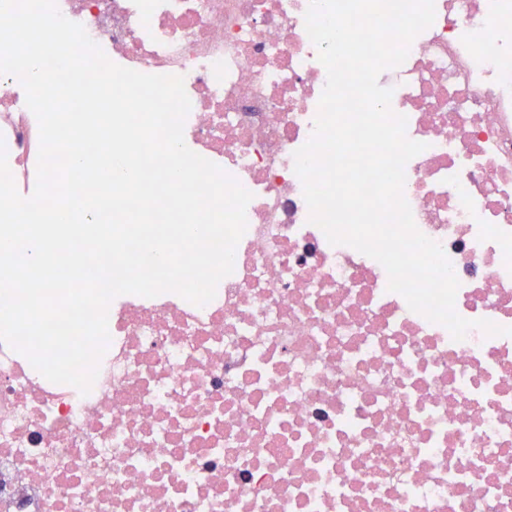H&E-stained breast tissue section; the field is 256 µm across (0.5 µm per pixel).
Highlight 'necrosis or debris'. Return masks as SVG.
Segmentation results:
<instances>
[{
	"mask_svg": "<svg viewBox=\"0 0 512 512\" xmlns=\"http://www.w3.org/2000/svg\"><path fill=\"white\" fill-rule=\"evenodd\" d=\"M310 0H57L115 64L183 77L186 145L251 192L204 306L116 297L88 394L0 341V512H512V336L456 341L374 259L309 221L294 153L327 72ZM383 71L425 150L404 196L460 282L512 327V0H435ZM21 195L39 128L0 76Z\"/></svg>",
	"mask_w": 512,
	"mask_h": 512,
	"instance_id": "1",
	"label": "necrosis or debris"
}]
</instances>
